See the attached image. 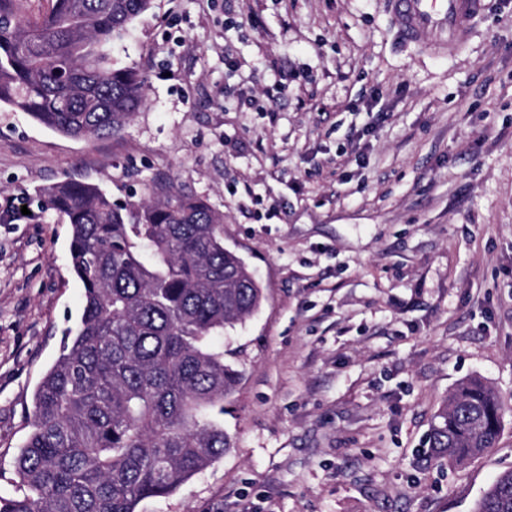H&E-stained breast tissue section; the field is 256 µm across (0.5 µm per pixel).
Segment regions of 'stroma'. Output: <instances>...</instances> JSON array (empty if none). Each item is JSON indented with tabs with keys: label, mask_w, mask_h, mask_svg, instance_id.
Wrapping results in <instances>:
<instances>
[{
	"label": "stroma",
	"mask_w": 512,
	"mask_h": 512,
	"mask_svg": "<svg viewBox=\"0 0 512 512\" xmlns=\"http://www.w3.org/2000/svg\"><path fill=\"white\" fill-rule=\"evenodd\" d=\"M112 58L148 78L120 136L0 107V205L66 179L130 201L165 185L223 212L265 294L219 340L234 448L138 512H473L512 469V0H485L452 57L401 44L387 0H155ZM69 243L52 214L0 223L5 496L82 313ZM470 377L503 400L496 447L426 462Z\"/></svg>",
	"instance_id": "stroma-1"
}]
</instances>
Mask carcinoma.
<instances>
[{
	"label": "carcinoma",
	"mask_w": 512,
	"mask_h": 512,
	"mask_svg": "<svg viewBox=\"0 0 512 512\" xmlns=\"http://www.w3.org/2000/svg\"><path fill=\"white\" fill-rule=\"evenodd\" d=\"M0 0V105L62 135L121 133L146 103L147 78L112 63V46L154 0ZM151 182L137 202L64 180L28 195L70 225L84 289L72 344L38 383L32 431L17 459L19 497L0 512H137L233 447L224 399L239 372L217 339L264 299L249 265L224 247V213ZM503 402L462 381L434 416L427 458L461 466L494 447ZM474 512H512V469Z\"/></svg>",
	"instance_id": "obj_1"
}]
</instances>
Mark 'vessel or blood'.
<instances>
[{"instance_id": "obj_1", "label": "vessel or blood", "mask_w": 512, "mask_h": 512, "mask_svg": "<svg viewBox=\"0 0 512 512\" xmlns=\"http://www.w3.org/2000/svg\"><path fill=\"white\" fill-rule=\"evenodd\" d=\"M483 0H389L397 36L425 54L455 55L468 41Z\"/></svg>"}]
</instances>
